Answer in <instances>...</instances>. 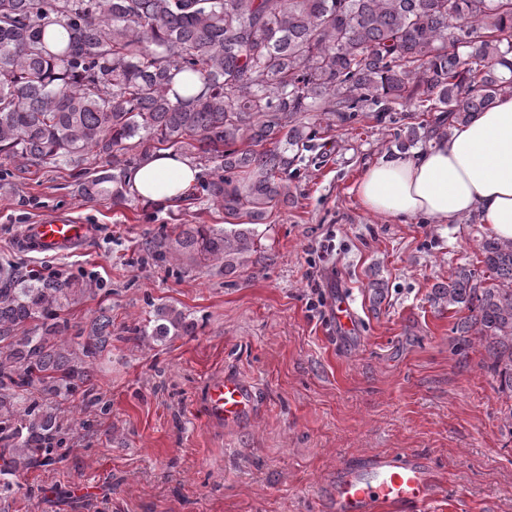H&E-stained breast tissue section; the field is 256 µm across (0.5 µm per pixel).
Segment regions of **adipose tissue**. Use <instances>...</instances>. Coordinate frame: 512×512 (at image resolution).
<instances>
[{
    "label": "adipose tissue",
    "mask_w": 512,
    "mask_h": 512,
    "mask_svg": "<svg viewBox=\"0 0 512 512\" xmlns=\"http://www.w3.org/2000/svg\"><path fill=\"white\" fill-rule=\"evenodd\" d=\"M198 175L189 158L163 151L129 168L125 182L144 202L169 205L192 190ZM355 192L376 215L453 224L473 214L492 237L511 242L512 93L452 126L425 151L372 163Z\"/></svg>",
    "instance_id": "1"
}]
</instances>
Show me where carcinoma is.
<instances>
[{
    "label": "carcinoma",
    "mask_w": 512,
    "mask_h": 512,
    "mask_svg": "<svg viewBox=\"0 0 512 512\" xmlns=\"http://www.w3.org/2000/svg\"><path fill=\"white\" fill-rule=\"evenodd\" d=\"M465 48L462 54L459 49ZM512 92V0H0V157L18 175L87 152L93 201L126 203L122 167L174 148L213 166L196 199L224 210V232L180 225L166 254L224 255L237 269L257 225L288 204L283 177L311 148L314 120L379 121L401 110L394 145L409 149ZM432 112L429 129L409 119ZM484 270L460 266L432 301L466 309L456 326L486 343L512 394V242L480 243ZM93 283L0 266V501L21 475L63 459L51 400L108 405L94 383L112 344L102 308L82 356L65 308ZM165 305L133 339L191 336Z\"/></svg>",
    "instance_id": "carcinoma-1"
}]
</instances>
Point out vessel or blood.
<instances>
[{
	"label": "vessel or blood",
	"mask_w": 512,
	"mask_h": 512,
	"mask_svg": "<svg viewBox=\"0 0 512 512\" xmlns=\"http://www.w3.org/2000/svg\"><path fill=\"white\" fill-rule=\"evenodd\" d=\"M91 234L90 225L53 218L26 225L22 239L42 253L55 255L85 242ZM334 317L342 333L355 330L358 316L346 300L336 302ZM252 409V390L238 376L225 374L209 381L204 411L210 422L232 427L247 420ZM443 493L424 457L397 449L367 456L354 467L338 468L322 507L324 512H376L383 505H410L417 512H427Z\"/></svg>",
	"instance_id": "b4317fda"
}]
</instances>
